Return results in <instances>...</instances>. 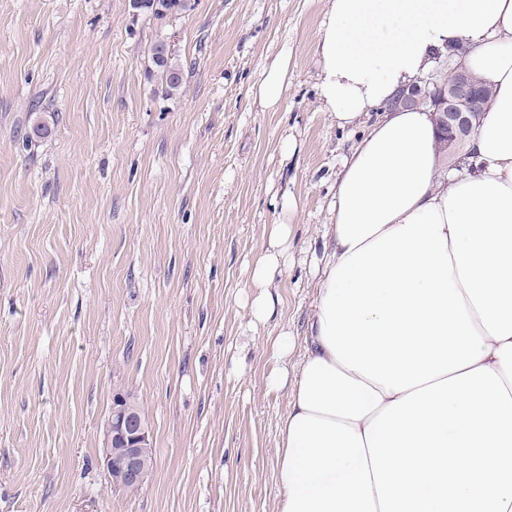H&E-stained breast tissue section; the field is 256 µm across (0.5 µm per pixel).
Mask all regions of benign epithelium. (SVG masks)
<instances>
[{"instance_id": "7a95c632", "label": "benign epithelium", "mask_w": 512, "mask_h": 512, "mask_svg": "<svg viewBox=\"0 0 512 512\" xmlns=\"http://www.w3.org/2000/svg\"><path fill=\"white\" fill-rule=\"evenodd\" d=\"M434 79H416L397 93L398 108H419L432 112L439 131L438 149L452 155L461 136L477 131L482 113L481 89L470 73L458 68L443 84L440 94H432ZM104 453L101 463L109 488L128 491L141 486L146 478L144 450L152 447L148 421L140 413L136 396L118 389L103 426Z\"/></svg>"}]
</instances>
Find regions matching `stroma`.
<instances>
[{
	"label": "stroma",
	"mask_w": 512,
	"mask_h": 512,
	"mask_svg": "<svg viewBox=\"0 0 512 512\" xmlns=\"http://www.w3.org/2000/svg\"><path fill=\"white\" fill-rule=\"evenodd\" d=\"M324 10L188 0L158 22L129 0H0V512H275L288 392L269 378L303 354L363 133L319 97ZM161 38L184 71L174 96L151 60ZM282 56L271 110L255 89ZM275 224L292 235L275 313L255 323ZM117 389L153 434L133 494L98 463Z\"/></svg>",
	"instance_id": "1"
}]
</instances>
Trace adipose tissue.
I'll use <instances>...</instances> for the list:
<instances>
[{"instance_id": "1", "label": "adipose tissue", "mask_w": 512, "mask_h": 512, "mask_svg": "<svg viewBox=\"0 0 512 512\" xmlns=\"http://www.w3.org/2000/svg\"><path fill=\"white\" fill-rule=\"evenodd\" d=\"M491 85L473 169L439 173L429 112L386 104L438 54ZM318 89L365 125L277 425L276 512H512V0H326ZM291 228L253 270L254 320Z\"/></svg>"}]
</instances>
